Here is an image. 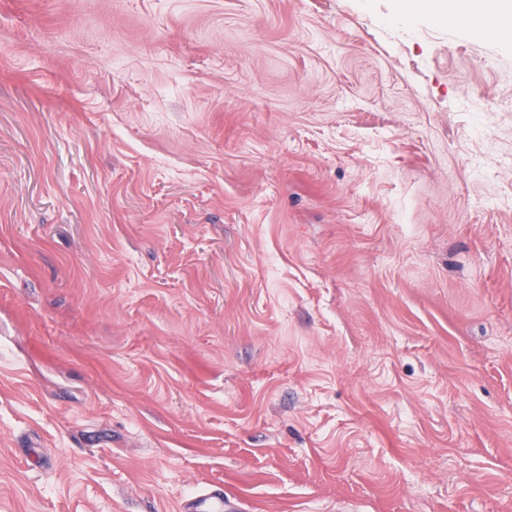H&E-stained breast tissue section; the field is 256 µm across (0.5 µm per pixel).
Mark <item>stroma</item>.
I'll list each match as a JSON object with an SVG mask.
<instances>
[{
    "instance_id": "35a3bbf8",
    "label": "stroma",
    "mask_w": 512,
    "mask_h": 512,
    "mask_svg": "<svg viewBox=\"0 0 512 512\" xmlns=\"http://www.w3.org/2000/svg\"><path fill=\"white\" fill-rule=\"evenodd\" d=\"M510 100L399 0H0V512H512ZM183 512H236L237 506L224 499L220 489L210 488L203 493L187 498L182 508Z\"/></svg>"
}]
</instances>
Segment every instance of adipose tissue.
Masks as SVG:
<instances>
[{
  "mask_svg": "<svg viewBox=\"0 0 512 512\" xmlns=\"http://www.w3.org/2000/svg\"><path fill=\"white\" fill-rule=\"evenodd\" d=\"M401 9L467 24L493 43L512 42V0H404Z\"/></svg>",
  "mask_w": 512,
  "mask_h": 512,
  "instance_id": "1",
  "label": "adipose tissue"
}]
</instances>
